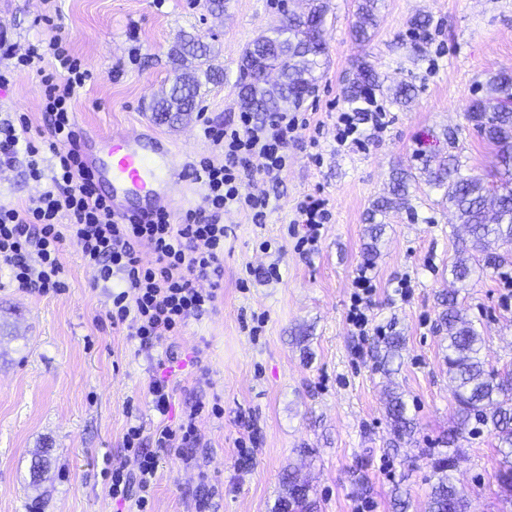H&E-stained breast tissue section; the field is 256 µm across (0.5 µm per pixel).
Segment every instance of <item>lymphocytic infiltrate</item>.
Listing matches in <instances>:
<instances>
[{"label":"lymphocytic infiltrate","mask_w":512,"mask_h":512,"mask_svg":"<svg viewBox=\"0 0 512 512\" xmlns=\"http://www.w3.org/2000/svg\"><path fill=\"white\" fill-rule=\"evenodd\" d=\"M17 68L39 76L44 115V146H36L27 116L0 121V165L25 158L29 175L47 179V188L19 204L0 205V263L18 287L46 294L66 288L68 271L60 255L64 245L78 249L97 280L116 281L111 294L113 325H128L141 349L156 347L177 335L189 318L213 310L218 283L197 287V280L219 274L224 260L225 213H244L265 224L272 210L269 193L252 192V183L272 186L288 168V148L296 139L298 120L284 112H240L218 128H199L214 147L194 162L191 175L204 189L205 206L189 208L180 218L158 209L121 219L110 197L99 192L93 171L76 147L77 124L72 104L91 73L55 34L18 56ZM53 158L43 170L42 151ZM198 407H190L175 426H159L153 448H145L140 427H130L124 447L137 460L136 471L113 468L109 491L116 500L134 501L144 512L147 492L158 467L157 449L174 440L192 443Z\"/></svg>","instance_id":"1"}]
</instances>
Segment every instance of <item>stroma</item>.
Listing matches in <instances>:
<instances>
[{
	"mask_svg": "<svg viewBox=\"0 0 512 512\" xmlns=\"http://www.w3.org/2000/svg\"><path fill=\"white\" fill-rule=\"evenodd\" d=\"M205 0H59L46 17L42 0H0V114L23 113L43 124L38 78L17 70L1 51L23 53L53 32L93 78L74 103L81 134L138 130L171 141L178 161L208 155L196 118L177 127L158 122L149 104L173 73L169 52L184 35L209 42L224 69L203 84L198 111L223 126L239 112L241 50L279 25L293 0H224L222 14ZM378 25L356 41L353 0H329L328 49L314 95L295 107L297 118L321 122L318 149L289 148L290 162L265 227L240 212L225 214L221 290L213 311L189 318L181 335L141 351L125 326L108 315L111 285L97 282L75 246L61 261L68 287L41 295L12 281L0 266V512H129L113 501L109 471L136 468L123 447L129 426L152 435L200 406L193 446L159 451L150 512H272L287 472L305 476L319 512H393L392 490H406V512H425L432 459L455 419L453 385L436 333V297L449 288L450 266L465 231L441 193L422 173L425 159L457 156L463 173L495 185L492 148L466 119L491 73L512 70V0H379ZM428 18L425 33L413 25ZM385 85L415 87L405 107L376 95L386 131L366 135L361 148L337 150L336 115L348 111L347 83L361 64ZM411 171L410 204L382 216L378 256L366 264L368 212L388 188L395 168ZM23 161L0 168V204L38 194ZM323 198L331 213L314 249L298 248L301 227L293 208L306 194ZM270 241L269 250L259 248ZM278 263L273 282L258 274ZM368 267L375 289L368 335L347 319L353 281ZM410 279L411 293L397 286ZM463 305L485 339L484 357L512 370V286L502 271L474 277ZM405 348L397 371L374 367L389 330ZM170 382L166 415L152 408V378ZM405 393L417 423L415 441L393 445L386 421L390 387ZM221 416H213L212 405ZM453 472L466 489L470 512H499L493 474L498 456L489 434L463 438ZM49 468L33 482L31 463Z\"/></svg>",
	"mask_w": 512,
	"mask_h": 512,
	"instance_id": "35a3bbf8",
	"label": "stroma"
}]
</instances>
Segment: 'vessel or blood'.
<instances>
[{"label": "vessel or blood", "instance_id": "1", "mask_svg": "<svg viewBox=\"0 0 512 512\" xmlns=\"http://www.w3.org/2000/svg\"><path fill=\"white\" fill-rule=\"evenodd\" d=\"M100 140L104 157L95 171L108 179L113 191L152 198L160 208L178 204L173 194L178 176L174 153L164 141H156L147 156L140 134L117 132Z\"/></svg>", "mask_w": 512, "mask_h": 512}]
</instances>
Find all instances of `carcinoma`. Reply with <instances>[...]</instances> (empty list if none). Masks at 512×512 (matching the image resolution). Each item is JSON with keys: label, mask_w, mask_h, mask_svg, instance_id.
I'll list each match as a JSON object with an SVG mask.
<instances>
[{"label": "carcinoma", "mask_w": 512, "mask_h": 512, "mask_svg": "<svg viewBox=\"0 0 512 512\" xmlns=\"http://www.w3.org/2000/svg\"><path fill=\"white\" fill-rule=\"evenodd\" d=\"M378 0H358L355 37L363 39L375 26ZM328 0H307V10L283 13L279 33L283 37L259 36L242 51L239 61L238 104L246 112H280L303 102V91L314 88L326 63L323 39ZM173 79L168 90L153 106L155 118L171 126L189 118L196 109L200 77L208 81L220 78L222 67L214 63L213 50L199 39L186 35L171 49ZM383 91L379 74L370 66L358 68L355 80L345 88L349 104L370 101ZM488 96L474 100L467 120L496 149L501 167L500 190L487 188L476 176L461 172L451 158L426 163L427 182L443 191V199L455 210L460 223L468 229L469 240L462 244L452 263L453 282L466 285L483 267L512 265V72L499 71L487 84ZM412 173H394L388 194L377 198L371 218L408 203ZM496 244L504 251H489ZM459 289L450 288L440 295L439 330L445 333V360L454 383L458 411L455 429L441 438L444 450L423 448V454H436L434 481L426 502V512H467L466 492L452 481L450 471L459 449V435H475L487 429L496 439L498 467L494 478L503 506L512 507V371H500L483 356L484 338L463 308L459 307ZM405 339L392 332L383 339V353L377 356V368L386 370L401 358ZM387 423L398 442L415 433L414 419L408 416L404 394H388ZM273 512H318L317 501L310 498V485L297 472L283 478L282 492Z\"/></svg>", "instance_id": "carcinoma-1"}]
</instances>
